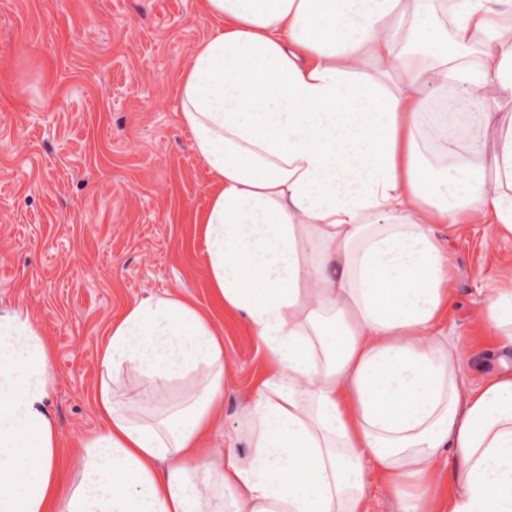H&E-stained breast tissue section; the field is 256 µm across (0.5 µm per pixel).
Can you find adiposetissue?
<instances>
[{
	"label": "adipose tissue",
	"instance_id": "1",
	"mask_svg": "<svg viewBox=\"0 0 512 512\" xmlns=\"http://www.w3.org/2000/svg\"><path fill=\"white\" fill-rule=\"evenodd\" d=\"M198 4L214 26L175 84L208 194L196 221L215 297L273 370L225 432L215 314L134 301L97 350L102 427L69 466L52 343L0 313V512H369L375 472L397 512H512V370L472 385L440 332L455 267L436 235L486 219L512 235V0ZM462 87L466 137L430 109ZM485 319L512 350V260Z\"/></svg>",
	"mask_w": 512,
	"mask_h": 512
}]
</instances>
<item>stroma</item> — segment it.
I'll return each instance as SVG.
<instances>
[{
    "label": "stroma",
    "instance_id": "stroma-1",
    "mask_svg": "<svg viewBox=\"0 0 512 512\" xmlns=\"http://www.w3.org/2000/svg\"><path fill=\"white\" fill-rule=\"evenodd\" d=\"M211 27L197 0H0V312L24 310L52 341L48 407L70 464L101 427L108 323L166 292L217 309L192 222L207 195L174 93ZM436 231L457 269L444 329L470 373H492L483 299L512 238L490 224ZM218 311L229 431L270 366L242 317Z\"/></svg>",
    "mask_w": 512,
    "mask_h": 512
}]
</instances>
